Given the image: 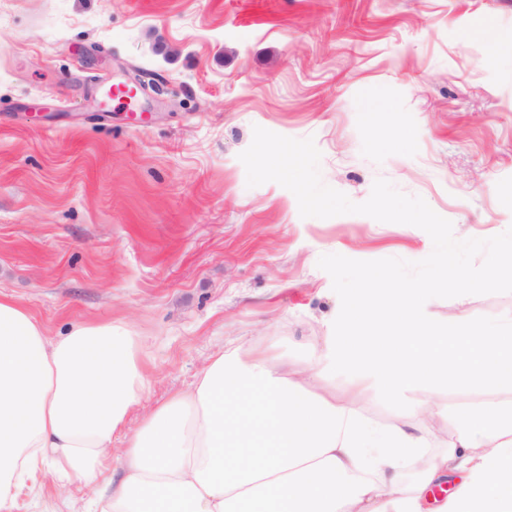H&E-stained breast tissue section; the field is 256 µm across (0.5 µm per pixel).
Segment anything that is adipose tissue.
<instances>
[{
	"mask_svg": "<svg viewBox=\"0 0 512 512\" xmlns=\"http://www.w3.org/2000/svg\"><path fill=\"white\" fill-rule=\"evenodd\" d=\"M367 281L374 292L349 295L323 360L296 371L274 345L224 347L115 455L147 389L140 337L110 321L52 339L0 297V512L45 473L96 486L97 512H425L429 490L455 474L440 512H512V405L451 413L428 400L383 430L354 406L373 386L511 384L512 322L480 335L457 315L421 324L427 284ZM339 356L356 375L345 399L328 392ZM421 417L453 423L446 448L430 452Z\"/></svg>",
	"mask_w": 512,
	"mask_h": 512,
	"instance_id": "1",
	"label": "adipose tissue"
}]
</instances>
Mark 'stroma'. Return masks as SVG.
Returning a JSON list of instances; mask_svg holds the SVG:
<instances>
[{
  "label": "stroma",
  "mask_w": 512,
  "mask_h": 512,
  "mask_svg": "<svg viewBox=\"0 0 512 512\" xmlns=\"http://www.w3.org/2000/svg\"><path fill=\"white\" fill-rule=\"evenodd\" d=\"M155 74L142 111L105 86ZM313 138L322 181L353 202L376 179L418 196L455 238L512 227V0H0V294L64 334L129 323L149 385L126 431L224 344L275 340L308 366L340 308L325 254L419 261L423 229L304 218L248 186L254 127ZM407 135L398 147L387 144ZM474 333L512 321V292L433 298ZM438 398L512 400L450 383L356 408L378 426ZM90 485L41 480L16 512H68Z\"/></svg>",
  "instance_id": "1"
}]
</instances>
